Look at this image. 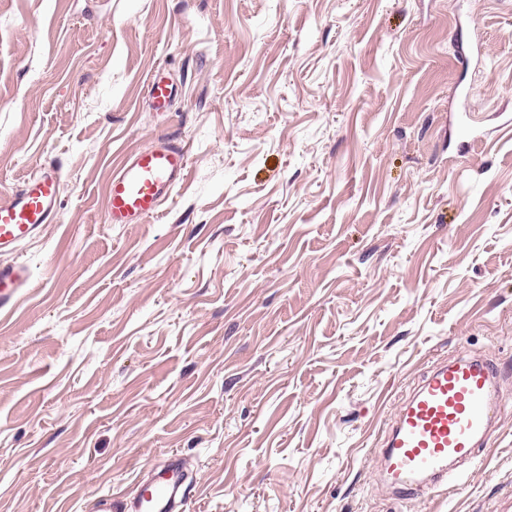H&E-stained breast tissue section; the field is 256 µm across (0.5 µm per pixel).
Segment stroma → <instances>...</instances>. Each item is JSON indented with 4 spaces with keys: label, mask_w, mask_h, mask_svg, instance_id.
<instances>
[{
    "label": "stroma",
    "mask_w": 512,
    "mask_h": 512,
    "mask_svg": "<svg viewBox=\"0 0 512 512\" xmlns=\"http://www.w3.org/2000/svg\"><path fill=\"white\" fill-rule=\"evenodd\" d=\"M162 135L187 177L106 223ZM44 166L58 218L0 314V512H94L174 459L187 512H512V0H0V196ZM461 354L509 401L483 463L394 499L396 408ZM148 94L152 107L157 111H165L175 96V88L167 78L156 73L149 82ZM188 168L187 151L166 140L131 152L110 178L107 223L142 224L156 216Z\"/></svg>",
    "instance_id": "1"
}]
</instances>
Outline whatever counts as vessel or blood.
<instances>
[{"label":"vessel or blood","mask_w":512,"mask_h":512,"mask_svg":"<svg viewBox=\"0 0 512 512\" xmlns=\"http://www.w3.org/2000/svg\"><path fill=\"white\" fill-rule=\"evenodd\" d=\"M152 107L163 111L174 86L153 74ZM186 150L166 140L131 152L112 174L106 195V221L141 224L156 216L186 177ZM59 180L55 168L32 174L22 189L0 198V252H12L35 239L58 216ZM33 279L28 264L0 263V312L12 310ZM498 370L490 359L459 356L435 365L403 399L379 456L386 483L402 499L429 489L458 490L455 462H474L491 421L504 404L497 390ZM179 464L172 463L128 498L101 495L96 512H183L190 499Z\"/></svg>","instance_id":"vessel-or-blood-1"}]
</instances>
